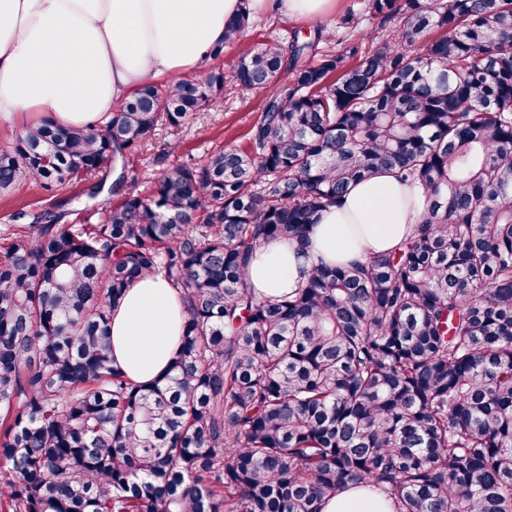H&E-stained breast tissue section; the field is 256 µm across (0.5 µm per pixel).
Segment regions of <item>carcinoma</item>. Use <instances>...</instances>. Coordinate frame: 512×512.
I'll return each mask as SVG.
<instances>
[{
  "label": "carcinoma",
  "mask_w": 512,
  "mask_h": 512,
  "mask_svg": "<svg viewBox=\"0 0 512 512\" xmlns=\"http://www.w3.org/2000/svg\"><path fill=\"white\" fill-rule=\"evenodd\" d=\"M399 25L370 55L248 44L203 81L146 84L102 129L31 126L0 191L102 171L228 86L272 89L249 148L165 170L100 224L45 213L0 235V509L321 512L349 487L393 512H512V0H364ZM242 12L224 46L240 44ZM391 171L425 217L388 253L248 287L272 239L304 248L354 183ZM187 319L152 385L112 365L139 278Z\"/></svg>",
  "instance_id": "obj_1"
}]
</instances>
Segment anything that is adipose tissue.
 Wrapping results in <instances>:
<instances>
[{"label": "adipose tissue", "instance_id": "adipose-tissue-1", "mask_svg": "<svg viewBox=\"0 0 512 512\" xmlns=\"http://www.w3.org/2000/svg\"><path fill=\"white\" fill-rule=\"evenodd\" d=\"M334 0H0V120L14 131L51 121L97 128L144 84L201 70L242 10L313 20ZM421 187L388 172L353 184L322 212L307 249L271 240L246 271L276 298L301 288L318 263L347 265L390 251L421 224ZM186 313L162 276L137 281L111 316L112 358L136 383L169 371ZM321 512H391L377 491L351 488Z\"/></svg>", "mask_w": 512, "mask_h": 512}]
</instances>
